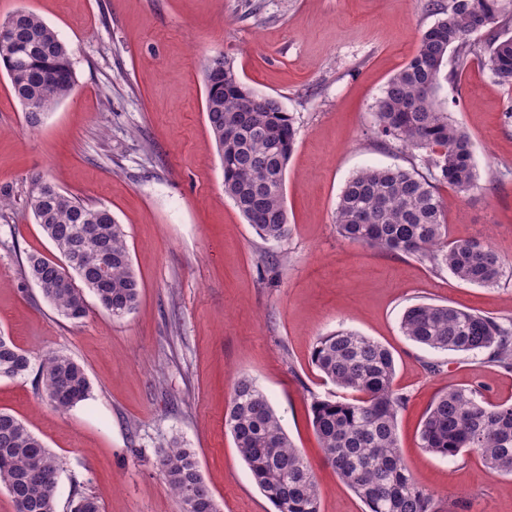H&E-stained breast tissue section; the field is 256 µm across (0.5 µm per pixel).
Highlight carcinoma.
Segmentation results:
<instances>
[{
	"label": "carcinoma",
	"mask_w": 512,
	"mask_h": 512,
	"mask_svg": "<svg viewBox=\"0 0 512 512\" xmlns=\"http://www.w3.org/2000/svg\"><path fill=\"white\" fill-rule=\"evenodd\" d=\"M432 10L441 17L422 33L412 58L386 83L375 105L377 134L385 143L423 152L410 169H363L346 182L336 208L338 233L372 249L400 253L446 268L457 280L496 283L505 260L486 241H448L440 189L477 187L473 145L448 117V91L470 56L484 52L497 81L512 85V0H448ZM479 15L488 23L475 31ZM16 24L0 33V67L23 106L31 128L45 107L58 104L75 85L70 48L37 15L18 11ZM484 34L483 42L476 41ZM456 67L447 71L448 54ZM205 112L224 169V194L257 233L277 241L288 233L284 179L296 146L291 115L271 96H256L234 62L224 71L204 70ZM37 224L62 260L30 254L25 274L59 315L80 321L89 290L112 316L130 313L139 297L126 232L112 212L38 186L31 197ZM82 286H77L75 280ZM410 340L437 351L489 352L512 368V325L449 305L422 303L403 314ZM312 364L337 387L342 400L316 398L312 426L327 463L367 507V512H441L439 503L412 477L403 458L398 415L407 396L394 386L395 361L383 344L350 329L319 337ZM31 358L0 335V378L25 375ZM37 380L53 407L66 412L86 400L91 383L70 355H42ZM238 452L276 512H320L311 464L283 429L267 395L247 376L237 379L224 416ZM421 448L441 457L475 451L486 471L512 475V403H490L475 387H454L432 402L420 431ZM166 484L182 512H198L191 497L208 498L190 449L172 442L160 451ZM60 464L45 444L12 414L0 411V484L14 512H57Z\"/></svg>",
	"instance_id": "1"
}]
</instances>
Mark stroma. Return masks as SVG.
Listing matches in <instances>:
<instances>
[{
	"label": "stroma",
	"instance_id": "obj_1",
	"mask_svg": "<svg viewBox=\"0 0 512 512\" xmlns=\"http://www.w3.org/2000/svg\"><path fill=\"white\" fill-rule=\"evenodd\" d=\"M428 0H0L41 17L72 51L76 84L38 128L26 125L0 71V333L32 362L63 351L86 370L88 399L61 413L34 375L0 379V410L62 462L58 512L96 498L102 512H181L159 466L161 445L196 457L220 512H274L224 427L238 377L254 379L310 462L321 512H365L325 462L313 398L336 387L311 363L318 336L343 327L388 347L403 456L442 512H512V477L490 476L476 452L420 446L434 398L474 386L512 401V369L487 354L435 351L400 330L417 303L512 320V265L496 284L341 237L339 195L367 167H410L383 145L374 105L436 20ZM243 82L275 97L297 129L284 194L288 233L262 239L224 194L205 113L203 74L217 54ZM450 118L469 133L478 189L440 190L453 241L489 240L512 262V87L480 57L460 76ZM47 182L123 224L140 282L134 311L114 317L94 295L64 319L24 274L25 258L57 251L30 199Z\"/></svg>",
	"mask_w": 512,
	"mask_h": 512
}]
</instances>
